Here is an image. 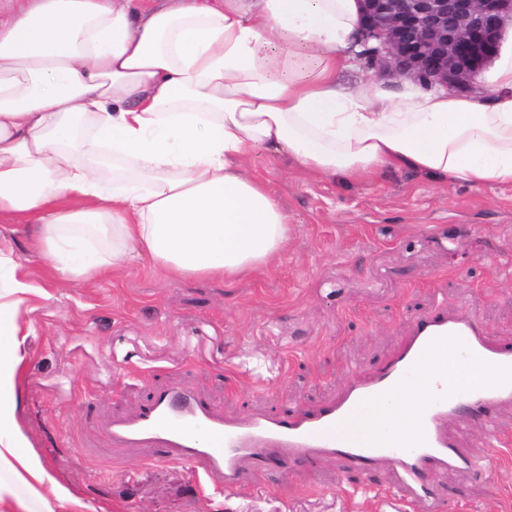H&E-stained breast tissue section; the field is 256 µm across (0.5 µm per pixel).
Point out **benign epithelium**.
Instances as JSON below:
<instances>
[{"mask_svg":"<svg viewBox=\"0 0 512 512\" xmlns=\"http://www.w3.org/2000/svg\"><path fill=\"white\" fill-rule=\"evenodd\" d=\"M364 59L430 88L471 93L496 56L512 0H358Z\"/></svg>","mask_w":512,"mask_h":512,"instance_id":"benign-epithelium-1","label":"benign epithelium"}]
</instances>
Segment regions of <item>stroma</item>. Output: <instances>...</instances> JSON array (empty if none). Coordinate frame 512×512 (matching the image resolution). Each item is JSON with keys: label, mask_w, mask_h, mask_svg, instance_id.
<instances>
[{"label": "stroma", "mask_w": 512, "mask_h": 512, "mask_svg": "<svg viewBox=\"0 0 512 512\" xmlns=\"http://www.w3.org/2000/svg\"><path fill=\"white\" fill-rule=\"evenodd\" d=\"M248 168L291 233L277 262L224 285L165 277L144 256L76 281L0 223L20 274L43 289L22 306L31 331L16 387V421L48 476L34 512H422L387 465L359 474L288 459L225 495L160 450L113 449L112 418L171 384L232 418L317 408L381 368L431 313L469 308L512 345V187L444 186L407 168L319 180L262 149ZM494 415L493 462L430 478L439 512H512V404Z\"/></svg>", "instance_id": "obj_1"}]
</instances>
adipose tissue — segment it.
Wrapping results in <instances>:
<instances>
[{
	"mask_svg": "<svg viewBox=\"0 0 512 512\" xmlns=\"http://www.w3.org/2000/svg\"><path fill=\"white\" fill-rule=\"evenodd\" d=\"M356 0H32L0 26V222L24 219L54 271L109 276L147 256L228 281L277 260L287 213L246 161L371 180L388 167L512 186V48L484 96L413 82L346 90ZM0 243V471L46 474L15 420L19 313L34 287Z\"/></svg>",
	"mask_w": 512,
	"mask_h": 512,
	"instance_id": "obj_1",
	"label": "adipose tissue"
}]
</instances>
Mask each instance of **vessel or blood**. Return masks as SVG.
<instances>
[{"mask_svg":"<svg viewBox=\"0 0 512 512\" xmlns=\"http://www.w3.org/2000/svg\"><path fill=\"white\" fill-rule=\"evenodd\" d=\"M417 390L423 398L409 431L388 425L394 401ZM512 401V346L486 336L476 316L460 310L419 320L379 371L355 379L316 412L244 419L217 414L177 385L155 390L134 415L113 419L116 448H158L165 458L193 464L214 491L234 493L252 485L256 472L291 458L309 463L343 461L365 471L394 468L406 499L432 502L430 474L472 469L499 445L481 453L460 447L447 423L470 413L491 426L493 410ZM364 415V435L342 432L354 412Z\"/></svg>","mask_w":512,"mask_h":512,"instance_id":"obj_1","label":"vessel or blood"}]
</instances>
